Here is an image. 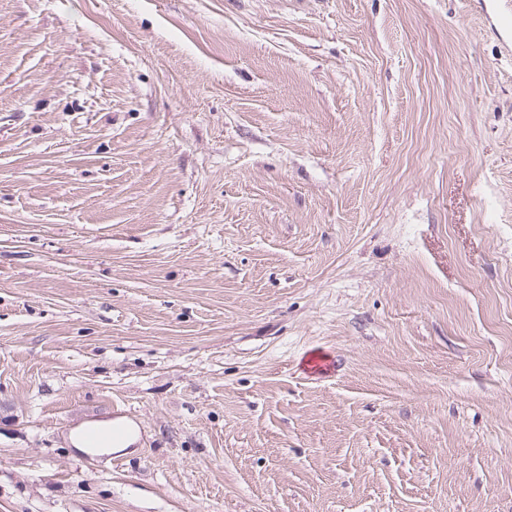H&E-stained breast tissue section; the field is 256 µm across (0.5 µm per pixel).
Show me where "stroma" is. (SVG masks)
Instances as JSON below:
<instances>
[{"mask_svg": "<svg viewBox=\"0 0 512 512\" xmlns=\"http://www.w3.org/2000/svg\"><path fill=\"white\" fill-rule=\"evenodd\" d=\"M502 38L493 0H0V512H512ZM110 418L133 452L77 454Z\"/></svg>", "mask_w": 512, "mask_h": 512, "instance_id": "35a3bbf8", "label": "stroma"}]
</instances>
